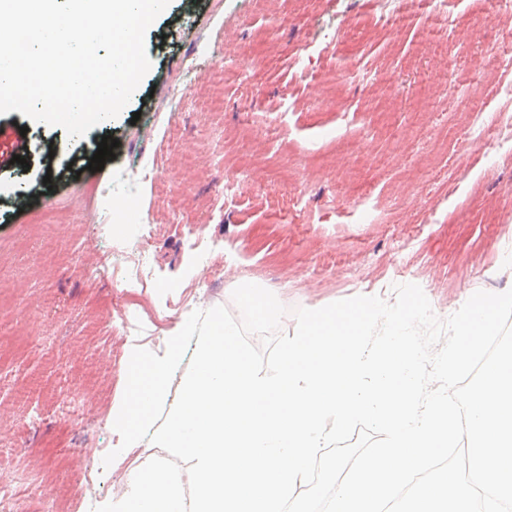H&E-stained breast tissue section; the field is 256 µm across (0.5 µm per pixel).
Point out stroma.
Wrapping results in <instances>:
<instances>
[{"label":"stroma","instance_id":"stroma-1","mask_svg":"<svg viewBox=\"0 0 512 512\" xmlns=\"http://www.w3.org/2000/svg\"><path fill=\"white\" fill-rule=\"evenodd\" d=\"M446 5L443 26L404 0H197L190 11L170 0L118 117L74 140L28 123L29 169L0 168V322L25 343L0 362V436L21 447L0 483L65 512L122 494L139 452L163 454L148 440L121 448L114 431L133 350L164 355L192 312L233 308L238 283L288 308L289 335L294 308L391 303L397 284L419 285L442 319L477 291L512 289V137L473 131L495 56L512 51V14L493 16L490 0ZM106 135L115 157L90 172ZM146 158L157 177L129 194L122 177ZM120 213L151 225L140 248L157 272L126 331L123 288L86 273L129 239ZM187 224L223 252L189 250ZM66 403L87 424L59 419ZM113 450L88 493L79 461Z\"/></svg>","mask_w":512,"mask_h":512}]
</instances>
